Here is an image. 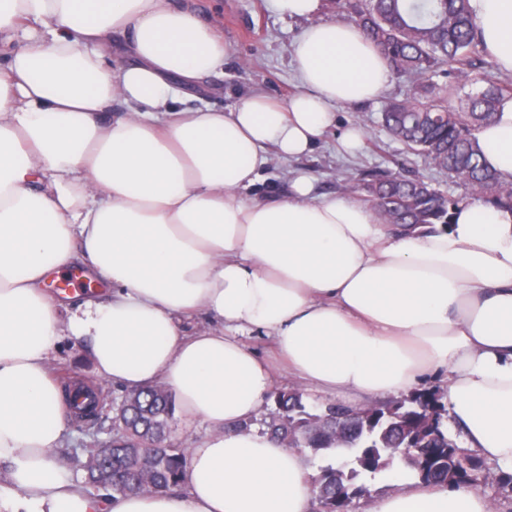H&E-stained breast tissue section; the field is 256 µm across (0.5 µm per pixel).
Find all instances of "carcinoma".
<instances>
[{
    "mask_svg": "<svg viewBox=\"0 0 512 512\" xmlns=\"http://www.w3.org/2000/svg\"><path fill=\"white\" fill-rule=\"evenodd\" d=\"M355 24L386 55L391 71L410 77L428 91L430 76L442 73L452 82L442 95L392 101L383 112L391 136L408 149L448 170L456 180L484 199L512 209V175L490 170L480 160L475 131L492 121L512 101V80L488 72L486 87L469 98L467 107H448L455 84L471 80L478 69L492 68L482 60L469 0H348ZM350 194L366 192L386 224H450L461 199L444 196L422 179L382 171L348 187ZM276 412L267 424L271 436L291 448L355 450L354 467L327 468L316 483L319 512H336V487L357 497L368 489L356 484L363 472L388 469L394 458L424 481L453 482L444 471L430 475V466L448 459L457 445L440 429L446 414L443 393H412L403 405L394 401L352 409L325 404L311 413L296 390L274 394ZM104 398L94 393L91 406L77 418L94 422ZM174 396L157 386L127 394L113 418L109 465L86 470L84 487L114 494L162 493L184 483L188 464L185 448L170 444L169 421Z\"/></svg>",
    "mask_w": 512,
    "mask_h": 512,
    "instance_id": "carcinoma-1",
    "label": "carcinoma"
}]
</instances>
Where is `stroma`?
I'll use <instances>...</instances> for the list:
<instances>
[{"instance_id": "obj_1", "label": "stroma", "mask_w": 512, "mask_h": 512, "mask_svg": "<svg viewBox=\"0 0 512 512\" xmlns=\"http://www.w3.org/2000/svg\"><path fill=\"white\" fill-rule=\"evenodd\" d=\"M193 7L199 17L216 23L227 49L223 74L204 81L200 92L203 103L221 109L250 90L276 100L287 99L295 91L291 49L304 26L303 21L281 18L270 9L269 0H193ZM412 95L410 80L395 75L377 99L359 106H340L341 123L354 122L364 128L362 149L353 155L344 154L335 137H327L311 155L270 169L265 190L284 193L291 173L300 172L312 178L317 192L338 194L346 180L385 170L424 179L451 197H469L468 186L392 140L382 127L384 106ZM50 370L56 377L66 373L78 380L103 385L113 403L123 394L121 388L101 381L89 353L72 337L61 342L50 361ZM112 435L111 415H104L92 430L81 421L72 420L67 443L57 449L56 456L69 462L81 449L96 447L111 440Z\"/></svg>"}]
</instances>
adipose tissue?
<instances>
[{"label": "adipose tissue", "mask_w": 512, "mask_h": 512, "mask_svg": "<svg viewBox=\"0 0 512 512\" xmlns=\"http://www.w3.org/2000/svg\"><path fill=\"white\" fill-rule=\"evenodd\" d=\"M306 25L292 46L297 90L249 92L227 110L191 87L227 50L187 0H0V512H312L303 450L243 429L274 362L310 388L363 400L423 392L434 377L465 450L512 476V210L460 205L449 225L381 223L295 174L286 194L249 200L274 162L328 134L354 154L340 105L378 98L391 78L351 22L320 0H269ZM480 40L512 73V0H469ZM124 38L127 55H114ZM512 174V103L476 134ZM86 267L106 287L59 304L45 277ZM203 313L212 326L189 331ZM239 331L270 337L260 356ZM127 390L162 385L211 427L184 484L109 496L53 458L68 430L49 362L63 337ZM400 492L361 512H492L467 484L387 472Z\"/></svg>", "instance_id": "obj_1"}]
</instances>
